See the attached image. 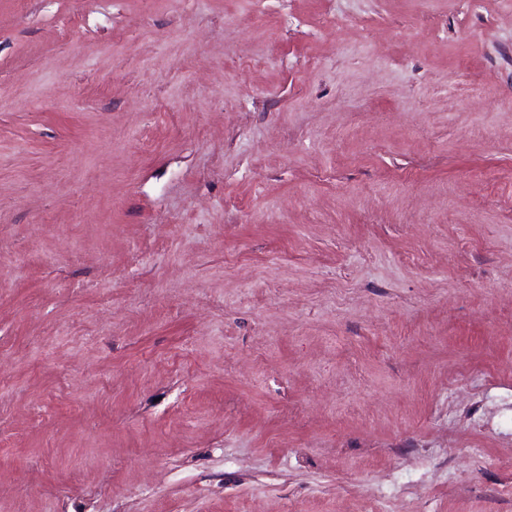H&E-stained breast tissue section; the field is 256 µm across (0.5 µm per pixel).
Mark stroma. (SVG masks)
Segmentation results:
<instances>
[{
  "label": "stroma",
  "mask_w": 512,
  "mask_h": 512,
  "mask_svg": "<svg viewBox=\"0 0 512 512\" xmlns=\"http://www.w3.org/2000/svg\"><path fill=\"white\" fill-rule=\"evenodd\" d=\"M0 512H512V0H0Z\"/></svg>",
  "instance_id": "1"
}]
</instances>
